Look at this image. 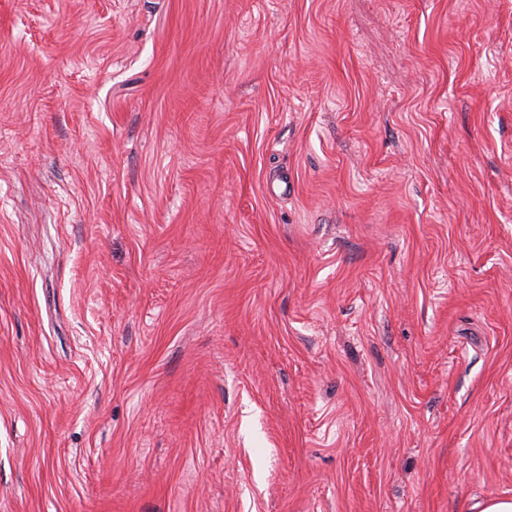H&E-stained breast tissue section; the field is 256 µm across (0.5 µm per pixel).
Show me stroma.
<instances>
[{
  "mask_svg": "<svg viewBox=\"0 0 512 512\" xmlns=\"http://www.w3.org/2000/svg\"><path fill=\"white\" fill-rule=\"evenodd\" d=\"M512 498V0H0V512Z\"/></svg>",
  "mask_w": 512,
  "mask_h": 512,
  "instance_id": "1",
  "label": "stroma"
}]
</instances>
